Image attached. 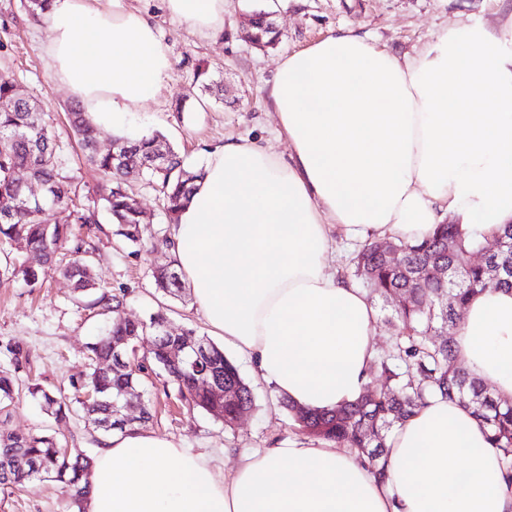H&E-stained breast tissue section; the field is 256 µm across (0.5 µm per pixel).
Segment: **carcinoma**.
<instances>
[{
    "label": "carcinoma",
    "mask_w": 512,
    "mask_h": 512,
    "mask_svg": "<svg viewBox=\"0 0 512 512\" xmlns=\"http://www.w3.org/2000/svg\"><path fill=\"white\" fill-rule=\"evenodd\" d=\"M266 12L254 14L253 32L259 48H271L278 42ZM196 82L202 90L219 98L223 84L210 79L208 70L199 67ZM69 127L86 160L100 175L98 200L115 225L113 235L125 247L141 244L145 223L134 190L124 182L129 166L144 168V180L158 188L169 223H175L181 209L193 194L198 174L190 171L184 157L161 134H151L136 142L118 139V156L96 150L97 128L77 107L68 112ZM25 168L40 187L42 201L25 200L27 188L20 185L15 172ZM60 147L40 104L21 93L15 79L0 76V241L22 245L40 255L38 269L14 267L0 273L8 279L22 276L36 287L50 272H60L78 288L94 285L95 248L89 241L93 231L101 230L99 208L81 201L77 188L60 173ZM52 208L69 211L70 223L52 224L46 212ZM467 254L481 255L466 264ZM353 276L383 303L399 299L387 323L394 328L392 351L375 360L372 373L383 379L375 387L367 384L354 402L331 411L310 412L295 408L288 399L278 403L298 429L318 439L353 448L373 473L386 477L381 463L387 434L410 418L428 399L440 395L458 400L473 409L478 421L491 433L495 447L502 450L507 472H512V401L498 398L480 380L470 376L459 363L454 335L461 324L460 312L476 295L488 290L512 289V224H504L488 237L459 219L439 224L420 242L400 238H375L352 259ZM438 268L441 277L429 272ZM156 290L172 294L181 288L179 279L166 266L153 272ZM125 292L100 288L88 309L111 318L107 330L86 344L91 371L75 388L74 397L66 399L59 392L38 384L28 393L39 400L42 409L55 421L70 417L78 405L88 425L98 427L104 421L107 431H123L131 424L117 418L126 399H142L139 425L153 419L150 400L138 391L144 374L160 367L177 385L183 406L188 412L201 410L224 427L233 428V417L242 410L255 408L251 388L240 376L237 365L224 349L199 336L192 329L169 340L153 344L139 353L134 345L143 336L153 335L156 323L166 319L163 312L149 319L131 322L121 315ZM120 343L119 349L113 344ZM203 344L207 350L210 378L214 385L232 392L227 401L217 400L213 392L196 386L197 372L191 363L178 368L166 367L168 351L187 343ZM122 351L126 366L112 367L117 351ZM18 394L17 378L0 371V489H13L32 481H53L69 493L72 503H81L90 494L86 476L94 458L79 451H65L51 435L19 434L6 428L10 410ZM25 458L24 469L15 466Z\"/></svg>",
    "instance_id": "carcinoma-1"
}]
</instances>
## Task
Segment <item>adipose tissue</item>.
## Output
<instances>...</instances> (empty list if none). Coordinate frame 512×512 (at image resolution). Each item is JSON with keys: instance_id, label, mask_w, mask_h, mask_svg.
<instances>
[{"instance_id": "obj_1", "label": "adipose tissue", "mask_w": 512, "mask_h": 512, "mask_svg": "<svg viewBox=\"0 0 512 512\" xmlns=\"http://www.w3.org/2000/svg\"><path fill=\"white\" fill-rule=\"evenodd\" d=\"M206 38L224 0H164ZM56 83L99 129L132 136L171 61L123 0H52L40 18ZM290 158L251 138L214 149L169 253L212 332L297 408L355 401L376 310L328 262L345 238L414 242L448 217L512 222V13L442 29L400 58L346 29L282 59L269 91ZM481 101L489 110H478ZM455 353L512 400V291L471 300ZM387 477L356 451L290 436L217 474L203 455L131 428L101 436L84 512H512V480L471 409L435 397L386 438Z\"/></svg>"}]
</instances>
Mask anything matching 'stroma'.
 Segmentation results:
<instances>
[{
    "mask_svg": "<svg viewBox=\"0 0 512 512\" xmlns=\"http://www.w3.org/2000/svg\"><path fill=\"white\" fill-rule=\"evenodd\" d=\"M125 2L151 17L171 59L167 80L154 98L132 113L131 125L137 132L162 133L196 171L207 151L229 139L256 138L281 155L289 154L268 98L283 56L307 49L342 29L355 30L395 55H412L430 44L444 27L472 21L492 26L512 9V0H225L223 33L205 39L170 14L163 0ZM255 9L272 12L279 29L275 47L259 49L242 38L240 18ZM48 36L45 28L27 17L20 0H0V73L11 75L25 94L37 98L61 141L63 176L90 200L98 175L84 161L80 149L71 144L65 119L71 99L47 67L42 46ZM199 65L206 66L214 80L223 82V101H214L195 85L194 70ZM179 103L184 106L180 112L175 109ZM136 191L146 218V248L133 255L107 233L95 232L92 242L99 284L126 291L123 314L128 319L141 320L161 308L174 330L192 328L198 335H208L191 287H183L176 296L156 292L152 271L170 263L161 240L169 235L171 226L158 192L141 181ZM105 323V317L83 308L72 282L60 276H49L36 288L19 278L0 282V369L14 368L9 349L20 346L28 355L27 365L17 370L20 384L34 380L71 393L72 382L88 370L86 344ZM236 363L254 392L256 407L234 429L203 412L187 414L176 386L159 372L144 377L141 384L155 411L149 431L212 458L219 468L224 465L225 449L239 455L291 434L293 428L277 407L269 384L254 378L247 358L237 357ZM8 427L22 434L56 435L66 447L92 456L99 447V432L85 427L80 416L56 423L25 392L11 412ZM0 512H72V508L60 486L37 481L19 489L0 490Z\"/></svg>",
    "mask_w": 512,
    "mask_h": 512,
    "instance_id": "stroma-1",
    "label": "stroma"
}]
</instances>
